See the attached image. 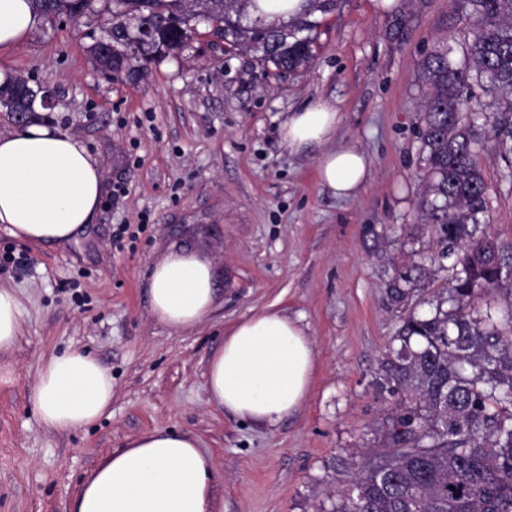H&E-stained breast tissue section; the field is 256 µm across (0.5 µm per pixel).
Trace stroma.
Wrapping results in <instances>:
<instances>
[{"label":"stroma","mask_w":512,"mask_h":512,"mask_svg":"<svg viewBox=\"0 0 512 512\" xmlns=\"http://www.w3.org/2000/svg\"><path fill=\"white\" fill-rule=\"evenodd\" d=\"M406 25L372 0H336L313 16L315 58L291 72L258 54L198 38L141 77L104 76L89 47L108 18L105 0L80 22L43 19L11 64L54 106L42 119L75 135L99 162L105 195L74 240L34 245L0 231V286L22 303L20 332L0 383V512H70L98 461L157 427L195 437L213 458L224 512H331L351 463L380 447L390 411L372 385L408 311L428 312L441 271L406 308L386 301L388 258L428 241L418 223L424 170L418 64L442 41L463 60L475 18L466 0H402ZM341 116L333 147H356L369 177L355 197L319 184L314 153L279 137L291 112L317 101ZM477 163L489 186L487 232L512 237V155L485 142ZM129 192L112 199L114 184ZM127 224L134 238L115 243ZM217 269L219 304L191 332L159 322L146 281L171 244ZM298 321L315 369L297 413L259 427L209 401L207 361L224 331L269 305ZM72 349L112 374V414L74 432L39 418L31 396L42 362Z\"/></svg>","instance_id":"1"}]
</instances>
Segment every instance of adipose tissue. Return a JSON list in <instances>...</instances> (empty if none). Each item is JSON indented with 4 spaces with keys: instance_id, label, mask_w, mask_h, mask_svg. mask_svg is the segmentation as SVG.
<instances>
[{
    "instance_id": "1",
    "label": "adipose tissue",
    "mask_w": 512,
    "mask_h": 512,
    "mask_svg": "<svg viewBox=\"0 0 512 512\" xmlns=\"http://www.w3.org/2000/svg\"><path fill=\"white\" fill-rule=\"evenodd\" d=\"M42 19L31 0H0V83L9 81L13 51ZM340 114L325 101L291 113L279 130L294 153L315 152L320 183L351 197L365 184L368 160L357 148H333ZM103 191L98 161L73 135L34 121L0 134V230L29 243L62 244L91 223ZM153 315L190 331L215 311L212 262L186 247L171 248L152 268ZM315 365L313 343L297 321L266 307L230 326L211 355L212 402L259 426L296 413ZM41 421L70 432L110 413L112 376L78 350L50 356L32 391ZM71 512H224L214 465L195 438L166 428L142 432L104 456L77 492Z\"/></svg>"
}]
</instances>
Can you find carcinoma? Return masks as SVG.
Masks as SVG:
<instances>
[{
	"label": "carcinoma",
	"instance_id": "obj_1",
	"mask_svg": "<svg viewBox=\"0 0 512 512\" xmlns=\"http://www.w3.org/2000/svg\"><path fill=\"white\" fill-rule=\"evenodd\" d=\"M46 17L82 18L93 0H31ZM112 18L140 15L155 27L156 44L137 48L143 71L156 46L177 53L187 46L191 21L207 14L223 28L224 43L249 47L278 70L313 58L308 17L335 0H307L291 24L251 17L256 0H110ZM476 31L464 62L444 42L420 61L427 95L419 114L427 171L422 224L427 250L389 261L388 304L407 305L425 287L436 261H451L446 292L427 316H406L392 336L374 386L393 403L382 422L381 449L355 463V473L333 512H512V239L480 229L488 185L476 160L485 138L512 154V0H469ZM126 45L89 47L107 75L121 68ZM497 98L500 117L481 132L462 88L470 78ZM35 90L19 76L0 84V108L28 121ZM499 296L497 312L476 310L481 296Z\"/></svg>",
	"mask_w": 512,
	"mask_h": 512
}]
</instances>
